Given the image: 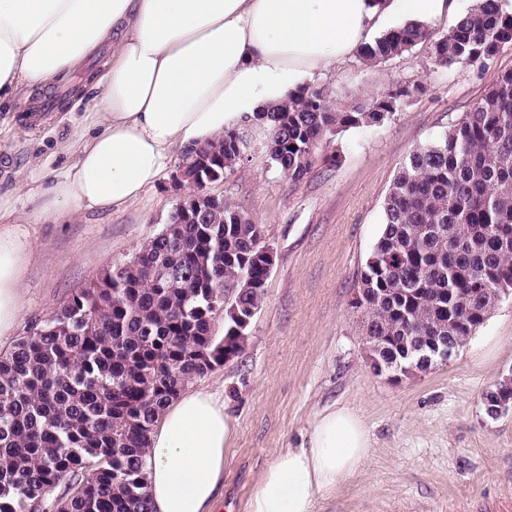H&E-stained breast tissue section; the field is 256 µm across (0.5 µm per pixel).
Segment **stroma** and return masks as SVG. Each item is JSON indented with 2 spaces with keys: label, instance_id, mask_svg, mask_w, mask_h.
I'll use <instances>...</instances> for the list:
<instances>
[{
  "label": "stroma",
  "instance_id": "35a3bbf8",
  "mask_svg": "<svg viewBox=\"0 0 512 512\" xmlns=\"http://www.w3.org/2000/svg\"><path fill=\"white\" fill-rule=\"evenodd\" d=\"M426 22L428 40L367 65L351 56L306 85L324 90L338 112L369 107L396 85L415 93L383 123L326 136L303 179L268 154L269 131L247 128L250 151L224 180L208 184L248 212L275 252L246 349L189 381L223 399L237 425L224 468L220 512H247L259 473L284 448L299 447L314 414L332 403L353 408L370 437V459L319 512H448L449 502L496 497L512 475V412L483 410L484 393L512 375V297L501 298L478 328L494 337L488 353L465 345L443 365L412 377L375 374L364 357L360 318L350 305L360 272L384 228L383 201L418 147L440 138L512 69V41L483 63L442 65L431 43L470 13ZM103 55L32 102L0 103V194L10 196L33 256L22 285L15 338L51 318L106 267L129 260L165 224L181 192L164 173L134 203L84 209L44 222L42 198L69 163L65 151L84 118L90 82Z\"/></svg>",
  "mask_w": 512,
  "mask_h": 512
}]
</instances>
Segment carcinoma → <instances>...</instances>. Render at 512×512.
Listing matches in <instances>:
<instances>
[{
	"mask_svg": "<svg viewBox=\"0 0 512 512\" xmlns=\"http://www.w3.org/2000/svg\"><path fill=\"white\" fill-rule=\"evenodd\" d=\"M428 33L412 25L361 48L365 63L407 51ZM512 40V17L481 0L432 45L443 65L476 64ZM419 86L391 88L358 112H335L318 89L301 88L260 115L270 159L294 180L312 168L328 132L382 123ZM249 143L232 128L195 152L203 176L224 179ZM384 229L357 288L371 294L378 336H405L388 351L407 366L422 340L472 336L490 312L487 288H512V70L440 139L410 154L384 199ZM262 228L232 203L168 224L125 267L111 265L12 350L0 354V512H37L61 482L80 486L56 512H147L148 437L161 409L190 380L241 355L247 330L214 317L233 297L258 310Z\"/></svg>",
	"mask_w": 512,
	"mask_h": 512,
	"instance_id": "1",
	"label": "carcinoma"
}]
</instances>
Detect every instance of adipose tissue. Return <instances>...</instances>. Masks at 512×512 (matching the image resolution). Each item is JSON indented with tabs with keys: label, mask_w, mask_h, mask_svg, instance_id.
Returning <instances> with one entry per match:
<instances>
[{
	"label": "adipose tissue",
	"mask_w": 512,
	"mask_h": 512,
	"mask_svg": "<svg viewBox=\"0 0 512 512\" xmlns=\"http://www.w3.org/2000/svg\"><path fill=\"white\" fill-rule=\"evenodd\" d=\"M452 0H0V99H26L67 78L103 44L112 52L87 106L96 130L80 144L39 215L136 201L174 150L217 142L285 102L316 72L335 69L381 22L420 25ZM0 196V339L13 334L32 254ZM236 438L224 404L180 393L149 435L151 512H217ZM370 457L349 406L317 412L305 441L261 473L247 512H317Z\"/></svg>",
	"instance_id": "ef3b65f1"
}]
</instances>
